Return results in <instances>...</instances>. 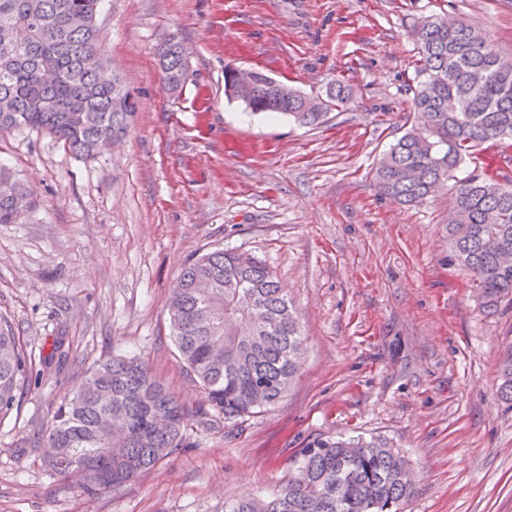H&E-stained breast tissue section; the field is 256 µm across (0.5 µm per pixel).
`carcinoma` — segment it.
<instances>
[{"label":"carcinoma","instance_id":"carcinoma-1","mask_svg":"<svg viewBox=\"0 0 512 512\" xmlns=\"http://www.w3.org/2000/svg\"><path fill=\"white\" fill-rule=\"evenodd\" d=\"M102 0H0V130L36 128L77 157L122 138L135 114L111 109L123 90L103 75L96 18ZM417 46L410 128L375 169L381 194L415 205L439 180L454 201L445 230L450 258L466 267L487 308L512 304V182L486 174L485 148H512V59L465 21L456 27L430 16L412 32ZM162 80L181 91L187 79L181 45L157 48ZM262 75L242 100L254 114L286 115L321 124L346 106L341 82L318 109L307 99L280 100ZM29 190L0 166V224H18ZM172 337L202 406L234 423L279 402L305 352L299 318L270 268L255 256L215 250L186 265L168 301ZM33 377V362L8 321L0 318V416L9 413ZM498 398L512 405V344L501 361ZM189 412L144 362L113 357L96 364L82 388L61 402L35 451L42 464L80 494L103 491L98 470L109 458L107 489L153 468L177 447ZM405 457L382 439L319 440L301 449L286 482L262 497L224 504V512H394L413 493Z\"/></svg>","mask_w":512,"mask_h":512}]
</instances>
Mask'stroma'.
I'll return each mask as SVG.
<instances>
[{
    "instance_id": "35a3bbf8",
    "label": "stroma",
    "mask_w": 512,
    "mask_h": 512,
    "mask_svg": "<svg viewBox=\"0 0 512 512\" xmlns=\"http://www.w3.org/2000/svg\"><path fill=\"white\" fill-rule=\"evenodd\" d=\"M441 15L483 29L512 59V0H103L110 72L137 104L126 137L82 159L33 129L0 132V164L32 191L0 224V316L44 365L0 419V512H224L281 485L296 453L341 434L380 436L418 475L399 512H512V410L496 395L512 306L482 307L451 264L450 193L403 206L373 168L407 129L412 32ZM180 42L182 92L156 45ZM307 94L342 81L346 108L301 127L224 95V68ZM245 251L276 274L306 336L299 377L235 424L197 414L201 393L171 337L170 289L189 262ZM139 357L192 412L151 471L88 499L34 442L105 359Z\"/></svg>"
}]
</instances>
